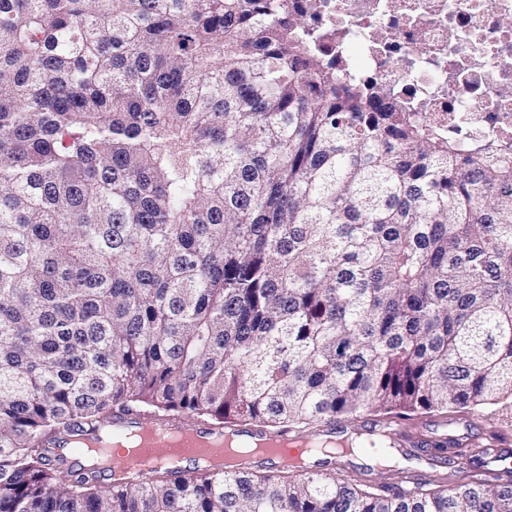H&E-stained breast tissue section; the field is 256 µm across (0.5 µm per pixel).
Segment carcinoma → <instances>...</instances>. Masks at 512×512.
Wrapping results in <instances>:
<instances>
[{
  "label": "carcinoma",
  "instance_id": "1",
  "mask_svg": "<svg viewBox=\"0 0 512 512\" xmlns=\"http://www.w3.org/2000/svg\"><path fill=\"white\" fill-rule=\"evenodd\" d=\"M287 0H0V512H512L466 476L107 471L112 417L307 440L512 400V157Z\"/></svg>",
  "mask_w": 512,
  "mask_h": 512
}]
</instances>
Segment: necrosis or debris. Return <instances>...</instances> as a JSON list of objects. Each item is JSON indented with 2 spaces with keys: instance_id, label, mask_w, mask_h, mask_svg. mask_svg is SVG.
<instances>
[{
  "instance_id": "obj_1",
  "label": "necrosis or debris",
  "mask_w": 512,
  "mask_h": 512,
  "mask_svg": "<svg viewBox=\"0 0 512 512\" xmlns=\"http://www.w3.org/2000/svg\"><path fill=\"white\" fill-rule=\"evenodd\" d=\"M338 76L378 84L462 150L512 155V0H288Z\"/></svg>"
}]
</instances>
